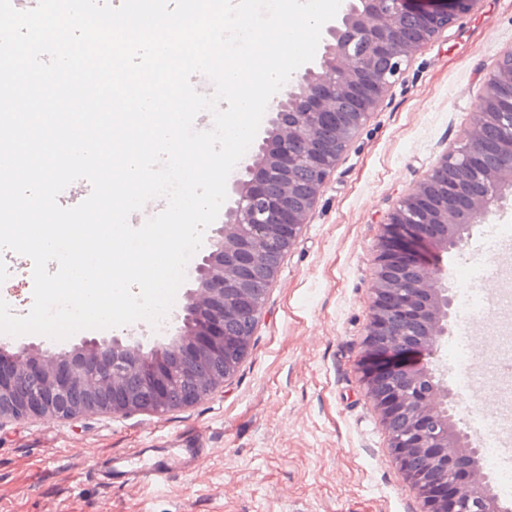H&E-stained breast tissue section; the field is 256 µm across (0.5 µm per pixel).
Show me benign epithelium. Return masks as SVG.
Here are the masks:
<instances>
[{
  "label": "benign epithelium",
  "mask_w": 512,
  "mask_h": 512,
  "mask_svg": "<svg viewBox=\"0 0 512 512\" xmlns=\"http://www.w3.org/2000/svg\"><path fill=\"white\" fill-rule=\"evenodd\" d=\"M478 0H362L342 26L328 33L319 71L309 68L272 109V135L234 188L229 222L215 231L207 255L196 267V287L184 308L186 341L169 352L155 344L156 360H171L180 379L206 382L205 364L223 354H248L253 339L229 333V322H253L264 308V283L254 268L270 245L291 248L307 223L336 162L369 120L387 88L411 55L429 44L454 19L456 5ZM389 61L388 68L376 65ZM506 74L512 85V49L500 55L486 86ZM357 104L356 118L343 101ZM478 120L468 137L448 150L380 224L375 277L368 306L361 373L377 407L400 476L424 500V512H501L479 479V441L457 426L452 396L435 371L421 367L422 347L437 351L448 334L452 298L445 273L425 259L428 243L446 251L462 247L468 228L458 214L488 216L512 177V107L488 112L477 104ZM497 126L501 164L489 170L474 135ZM309 169L315 181L302 205L297 173ZM133 336L84 340L46 358L32 345L0 343V422L54 416L71 418L59 401L85 385L96 388L109 414L139 406L137 389L148 392L151 412H168L172 377L139 359L140 367L117 373L112 352L137 351ZM30 378L40 386L29 388Z\"/></svg>",
  "instance_id": "1"
}]
</instances>
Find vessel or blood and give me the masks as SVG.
<instances>
[{
  "label": "vessel or blood",
  "mask_w": 512,
  "mask_h": 512,
  "mask_svg": "<svg viewBox=\"0 0 512 512\" xmlns=\"http://www.w3.org/2000/svg\"><path fill=\"white\" fill-rule=\"evenodd\" d=\"M207 454L204 448H148L135 461L122 457L105 460L96 478L108 488L117 481L125 485L146 482L163 486L173 473L196 469Z\"/></svg>",
  "instance_id": "b4317fda"
}]
</instances>
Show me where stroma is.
I'll return each mask as SVG.
<instances>
[{"instance_id":"stroma-1","label":"stroma","mask_w":512,"mask_h":512,"mask_svg":"<svg viewBox=\"0 0 512 512\" xmlns=\"http://www.w3.org/2000/svg\"><path fill=\"white\" fill-rule=\"evenodd\" d=\"M512 48V0H477L408 60L338 160L309 221L284 255L234 378L163 415L87 414L0 423V512H422L398 473L381 418L363 385L374 249L380 224L477 120L476 104L500 54ZM512 224V198L472 224L461 250L445 253L452 293L481 263L472 287L486 313L454 304L448 343L473 331L488 352L483 316L505 288L503 252L486 225ZM9 273L0 296L27 314L30 258L0 252ZM191 445L212 454L167 487L104 489L94 474L111 456Z\"/></svg>"}]
</instances>
